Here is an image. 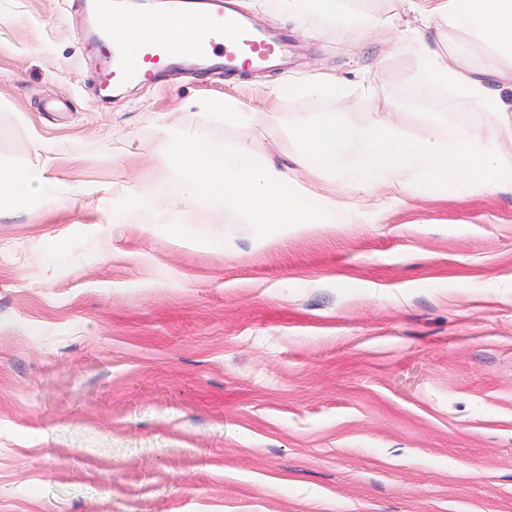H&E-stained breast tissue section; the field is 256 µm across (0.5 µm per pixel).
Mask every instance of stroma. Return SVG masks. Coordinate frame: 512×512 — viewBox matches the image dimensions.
Listing matches in <instances>:
<instances>
[{
  "label": "stroma",
  "mask_w": 512,
  "mask_h": 512,
  "mask_svg": "<svg viewBox=\"0 0 512 512\" xmlns=\"http://www.w3.org/2000/svg\"><path fill=\"white\" fill-rule=\"evenodd\" d=\"M87 0H0V163L39 168L62 206L0 216V512H512V194L356 192L310 171L347 224L257 237L188 209L223 244L175 242L143 209L175 177L176 131L289 166L288 122L390 112L464 127L512 161L495 114L420 81L406 0H366L356 38L267 0L287 71L181 73L99 99ZM429 43L504 72L434 16ZM333 76L343 93L272 95ZM254 112L250 134L225 102ZM114 214V213H113Z\"/></svg>",
  "instance_id": "stroma-1"
}]
</instances>
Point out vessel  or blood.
Returning a JSON list of instances; mask_svg holds the SVG:
<instances>
[{"label": "vessel or blood", "instance_id": "vessel-or-blood-1", "mask_svg": "<svg viewBox=\"0 0 512 512\" xmlns=\"http://www.w3.org/2000/svg\"><path fill=\"white\" fill-rule=\"evenodd\" d=\"M231 0H175L172 11L193 17L197 36L182 43L158 34L131 47L129 38L120 27H106L112 17L108 0H102L97 19L103 27L102 42L106 63L96 76L101 90H109L122 80L150 82L169 68L171 60L185 63H210L212 71L232 73L248 61L257 68H277L286 63L288 38L248 27L232 14Z\"/></svg>", "mask_w": 512, "mask_h": 512}]
</instances>
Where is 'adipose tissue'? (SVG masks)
I'll return each mask as SVG.
<instances>
[{
    "label": "adipose tissue",
    "instance_id": "ef3b65f1",
    "mask_svg": "<svg viewBox=\"0 0 512 512\" xmlns=\"http://www.w3.org/2000/svg\"><path fill=\"white\" fill-rule=\"evenodd\" d=\"M304 26L350 33L366 28L371 20L342 0H280ZM439 15L449 25L475 36L494 55L512 60V0H442ZM425 82L451 87L481 109L497 113L503 126L512 130V103H505L496 86L499 70H464L429 45L420 47ZM0 198L12 210L28 212L34 206L54 210L59 200L47 189L39 169L0 167Z\"/></svg>",
    "mask_w": 512,
    "mask_h": 512
}]
</instances>
